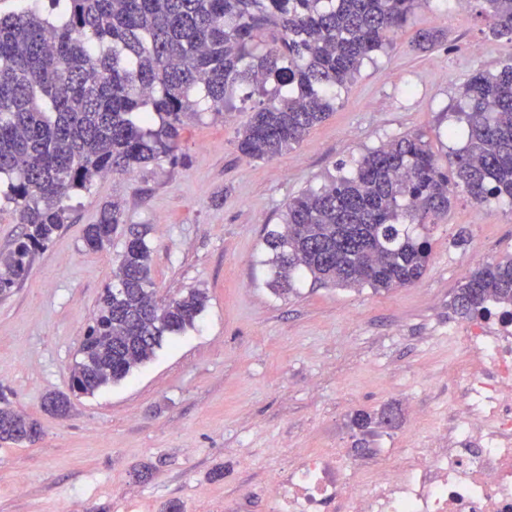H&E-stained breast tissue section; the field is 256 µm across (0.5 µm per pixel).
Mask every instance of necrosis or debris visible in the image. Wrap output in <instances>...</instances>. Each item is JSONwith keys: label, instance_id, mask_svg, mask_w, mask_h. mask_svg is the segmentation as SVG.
Segmentation results:
<instances>
[{"label": "necrosis or debris", "instance_id": "1", "mask_svg": "<svg viewBox=\"0 0 512 512\" xmlns=\"http://www.w3.org/2000/svg\"><path fill=\"white\" fill-rule=\"evenodd\" d=\"M462 354L446 438L402 449L397 463L340 448L285 469L268 512H512V319L454 333Z\"/></svg>", "mask_w": 512, "mask_h": 512}]
</instances>
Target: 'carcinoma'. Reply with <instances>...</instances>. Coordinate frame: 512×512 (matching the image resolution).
<instances>
[{
	"label": "carcinoma",
	"instance_id": "obj_1",
	"mask_svg": "<svg viewBox=\"0 0 512 512\" xmlns=\"http://www.w3.org/2000/svg\"><path fill=\"white\" fill-rule=\"evenodd\" d=\"M424 0H48L0 13V181L24 232L0 252V293L27 276L35 252L68 222L66 201L108 175L132 174L174 159L186 121L224 116L233 90L261 86L275 99L238 131V151L272 159L299 144L335 109L336 89L390 43ZM490 32L512 39V0H483ZM272 82V90L265 84ZM457 120L468 129L443 169L420 135L365 153L350 170L291 200L267 231L271 280L291 292L296 277L338 288L388 292L426 270L428 233L458 190L476 203L512 204V60L463 85ZM124 223L114 200L87 226L100 250ZM152 248L143 233L126 240L95 323L72 369V387L92 394L149 361L169 336L192 327L207 295L194 288L157 297ZM483 317L512 313V257L478 267L450 302ZM70 401L47 398L64 416ZM396 413L358 410L367 433ZM38 422L0 405V442L34 443Z\"/></svg>",
	"mask_w": 512,
	"mask_h": 512
}]
</instances>
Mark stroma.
Wrapping results in <instances>:
<instances>
[{
	"instance_id": "obj_1",
	"label": "stroma",
	"mask_w": 512,
	"mask_h": 512,
	"mask_svg": "<svg viewBox=\"0 0 512 512\" xmlns=\"http://www.w3.org/2000/svg\"><path fill=\"white\" fill-rule=\"evenodd\" d=\"M429 29L441 38L417 49ZM509 60L512 41L490 34L481 0H425L299 146L270 161L240 155L237 132L267 101L243 86L222 118L189 122L175 159L100 178L73 199L68 224L0 296V396L43 428L36 444L0 443V512H162L171 501L224 512L238 497L264 512L270 484L302 452L404 448L447 425L457 393L448 325L459 319L450 300L483 259L512 255V206L458 194L430 232L423 277L388 292L307 278L277 294L263 237L335 164L403 135H422L447 166L462 144L447 132L463 85ZM115 197L123 225L110 246L88 250L86 226ZM132 227L151 244L158 296L200 288L206 307L126 379L71 392ZM54 392L70 397L66 417L44 408ZM389 406L393 425L368 435L353 427L355 411Z\"/></svg>"
}]
</instances>
